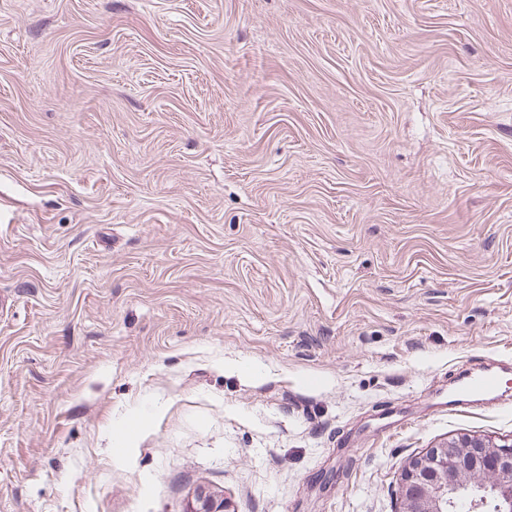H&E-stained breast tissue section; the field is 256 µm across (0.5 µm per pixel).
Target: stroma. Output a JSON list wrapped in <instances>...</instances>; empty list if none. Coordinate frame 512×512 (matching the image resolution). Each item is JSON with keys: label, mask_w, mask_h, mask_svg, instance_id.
<instances>
[{"label": "stroma", "mask_w": 512, "mask_h": 512, "mask_svg": "<svg viewBox=\"0 0 512 512\" xmlns=\"http://www.w3.org/2000/svg\"><path fill=\"white\" fill-rule=\"evenodd\" d=\"M491 358L512 0H0V512H400Z\"/></svg>", "instance_id": "stroma-1"}]
</instances>
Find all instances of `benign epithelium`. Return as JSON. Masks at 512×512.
I'll use <instances>...</instances> for the list:
<instances>
[{
  "instance_id": "7a95c632",
  "label": "benign epithelium",
  "mask_w": 512,
  "mask_h": 512,
  "mask_svg": "<svg viewBox=\"0 0 512 512\" xmlns=\"http://www.w3.org/2000/svg\"><path fill=\"white\" fill-rule=\"evenodd\" d=\"M401 512H512V442L470 435L453 438L416 457L403 475ZM206 491L189 512H224Z\"/></svg>"
}]
</instances>
